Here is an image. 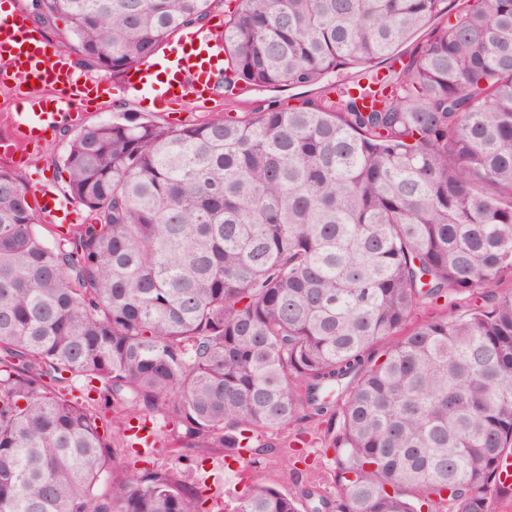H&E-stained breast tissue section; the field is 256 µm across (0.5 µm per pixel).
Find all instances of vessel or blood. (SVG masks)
Segmentation results:
<instances>
[{"instance_id": "1", "label": "vessel or blood", "mask_w": 512, "mask_h": 512, "mask_svg": "<svg viewBox=\"0 0 512 512\" xmlns=\"http://www.w3.org/2000/svg\"><path fill=\"white\" fill-rule=\"evenodd\" d=\"M226 63L224 26L216 23L182 31L159 58L145 60L136 69L135 92H146L164 103L187 97L204 100ZM164 65L166 80L153 76ZM11 83L19 108L10 115L12 133L0 139V155L26 153L58 130L78 123L84 107L100 96V83L78 73L66 51L48 42L24 19L0 12V83ZM32 195L41 214L76 224L82 213L47 183L35 184Z\"/></svg>"}]
</instances>
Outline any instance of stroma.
Instances as JSON below:
<instances>
[{"label": "stroma", "mask_w": 512, "mask_h": 512, "mask_svg": "<svg viewBox=\"0 0 512 512\" xmlns=\"http://www.w3.org/2000/svg\"><path fill=\"white\" fill-rule=\"evenodd\" d=\"M325 85L318 84L307 88H293L273 91L266 88H247L239 92L234 102H226L218 96L201 104L195 101L181 102L177 114L162 110H149L148 104L126 88L123 79L108 78L102 103L87 107L78 127L69 128L55 134L38 148L28 164L16 165L12 160L0 158V167L13 169L25 185H32L44 179L53 180L58 192H65V174L59 163L63 158L71 138L78 129L87 128L111 119L116 112H151L154 119L168 125L173 120L183 122L199 121L207 117L236 115L250 110L264 101L274 100L284 107H297L310 98L325 96ZM259 442L266 451L260 456V469L267 485L284 492H295L308 485L332 489V476L336 463L333 451L325 446L324 432L315 422L296 420L288 426L266 433ZM179 449L155 447L145 450L143 456H121L116 461L117 468L136 466L144 459L157 468L177 469L180 479L187 485H198L200 477H207L210 484L223 487L224 472L214 468L213 460L223 458V449H214L209 460L193 463L179 458Z\"/></svg>", "instance_id": "stroma-1"}]
</instances>
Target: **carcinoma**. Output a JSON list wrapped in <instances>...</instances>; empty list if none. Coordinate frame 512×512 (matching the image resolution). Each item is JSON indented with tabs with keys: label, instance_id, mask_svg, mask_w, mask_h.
Segmentation results:
<instances>
[{
	"label": "carcinoma",
	"instance_id": "cac0c4a2",
	"mask_svg": "<svg viewBox=\"0 0 512 512\" xmlns=\"http://www.w3.org/2000/svg\"><path fill=\"white\" fill-rule=\"evenodd\" d=\"M212 2L39 5L82 68L119 76ZM443 2L236 0L233 87L351 67L371 86L176 127L117 112L70 141L88 222L53 242L0 167V512H203L173 468L115 470L133 445L114 431L159 410L188 461L302 411L326 426L335 493L255 467L231 512H434L448 487L489 512L512 455V0L435 26ZM462 294L482 303L438 305Z\"/></svg>",
	"mask_w": 512,
	"mask_h": 512
}]
</instances>
